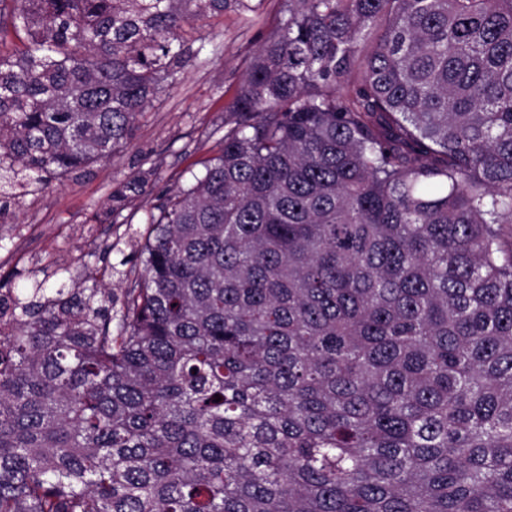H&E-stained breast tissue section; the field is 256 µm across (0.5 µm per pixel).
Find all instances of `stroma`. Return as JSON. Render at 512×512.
Returning a JSON list of instances; mask_svg holds the SVG:
<instances>
[{
    "label": "stroma",
    "mask_w": 512,
    "mask_h": 512,
    "mask_svg": "<svg viewBox=\"0 0 512 512\" xmlns=\"http://www.w3.org/2000/svg\"><path fill=\"white\" fill-rule=\"evenodd\" d=\"M290 8L289 0H228L223 14L195 23L194 55L128 144L91 171L50 182L0 211V287L99 280L110 283L112 308L120 310L157 196L184 185L235 120L249 64ZM136 176L144 191L128 193L122 210L111 213L112 194Z\"/></svg>",
    "instance_id": "stroma-1"
}]
</instances>
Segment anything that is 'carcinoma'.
Returning <instances> with one entry per match:
<instances>
[{"mask_svg":"<svg viewBox=\"0 0 512 512\" xmlns=\"http://www.w3.org/2000/svg\"><path fill=\"white\" fill-rule=\"evenodd\" d=\"M225 3L0 0V189L112 159ZM234 112L120 314L0 294V512H512V0H295Z\"/></svg>","mask_w":512,"mask_h":512,"instance_id":"cac0c4a2","label":"carcinoma"}]
</instances>
